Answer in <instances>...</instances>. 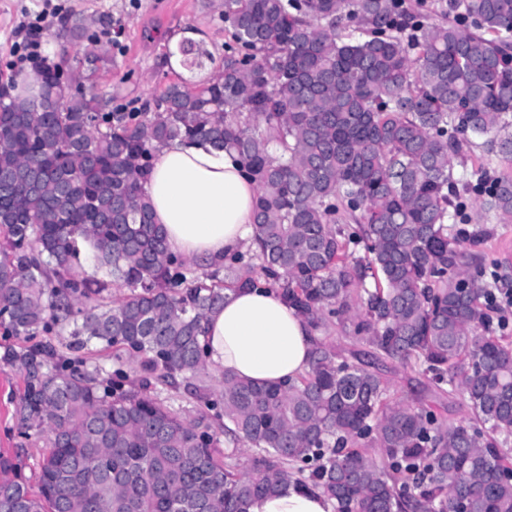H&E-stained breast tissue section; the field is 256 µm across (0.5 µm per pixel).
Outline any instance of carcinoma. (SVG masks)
<instances>
[{
  "label": "carcinoma",
  "instance_id": "cac0c4a2",
  "mask_svg": "<svg viewBox=\"0 0 512 512\" xmlns=\"http://www.w3.org/2000/svg\"><path fill=\"white\" fill-rule=\"evenodd\" d=\"M224 0L239 48L196 86L168 84L145 112H108L94 87L65 95V56L41 60L35 84L0 83V326L27 338L70 329L137 361L138 381L108 380L77 357L11 347L24 376L21 435L47 434L33 491L0 454V512H245L289 483L319 490L334 512H512V345L471 275L460 192L512 223V172L471 184L461 150L512 162V0ZM85 18L59 35L82 40ZM200 71L210 54L179 46ZM201 137L235 151L257 184L258 250L187 287L185 263L152 223L141 179L155 146ZM98 268L132 288L108 304ZM365 255H357L358 248ZM281 293L320 332L310 368L286 386L224 373L219 398L198 374L199 336L224 292ZM378 361L413 363L458 392L469 421L445 422L391 401L381 377L339 360L336 335ZM151 387L182 389L183 416ZM370 439L389 461L356 449ZM225 442L251 451L238 471Z\"/></svg>",
  "mask_w": 512,
  "mask_h": 512
}]
</instances>
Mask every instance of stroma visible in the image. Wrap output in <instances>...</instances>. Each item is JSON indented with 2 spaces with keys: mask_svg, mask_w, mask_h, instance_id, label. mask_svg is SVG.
<instances>
[{
  "mask_svg": "<svg viewBox=\"0 0 512 512\" xmlns=\"http://www.w3.org/2000/svg\"><path fill=\"white\" fill-rule=\"evenodd\" d=\"M59 5L51 16L75 14L90 19L88 37L70 51L64 65V90L95 85L110 98L112 107L139 108L176 77L200 81L202 72H192L179 63L174 50L179 39L204 41L214 66H221L224 49L232 41L222 19L223 0H0V77L13 74L11 53L18 27L37 15L45 2ZM102 54L96 68H89L85 56ZM455 173L470 181L494 176L507 169L501 156L479 149L463 148L453 160ZM468 230L487 229V237L477 249L482 254V275H498L512 283V223H499L481 207L475 195L464 196ZM336 346L342 358L373 364L388 387L391 398L431 409L438 418L468 419L470 408L461 394L434 393L427 375L409 364L375 361L372 348L352 337H340ZM23 388L20 372L0 360V453L17 458L23 473L36 477L45 451L40 439H25L19 433L14 409Z\"/></svg>",
  "mask_w": 512,
  "mask_h": 512,
  "instance_id": "obj_1",
  "label": "stroma"
}]
</instances>
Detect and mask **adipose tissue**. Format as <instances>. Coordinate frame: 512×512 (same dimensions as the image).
<instances>
[{
	"instance_id": "1",
	"label": "adipose tissue",
	"mask_w": 512,
	"mask_h": 512,
	"mask_svg": "<svg viewBox=\"0 0 512 512\" xmlns=\"http://www.w3.org/2000/svg\"><path fill=\"white\" fill-rule=\"evenodd\" d=\"M144 189L173 255L211 268L253 246L257 188L235 152L205 141L159 146ZM315 336L279 292L255 287L226 293L207 316L203 343L210 366L283 384L307 371ZM246 512H332V504L319 491L291 485L252 499Z\"/></svg>"
}]
</instances>
